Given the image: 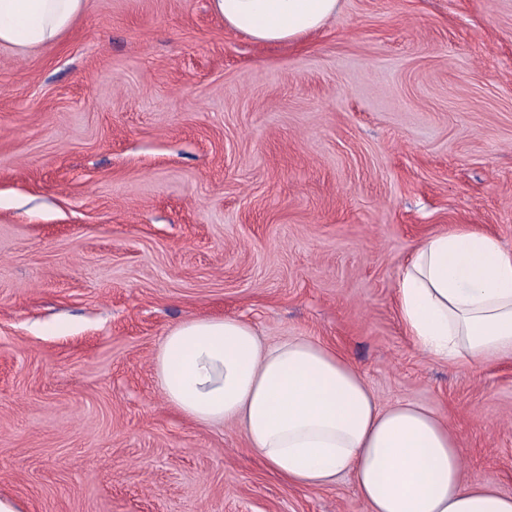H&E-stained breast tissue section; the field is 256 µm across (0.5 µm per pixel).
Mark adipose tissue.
<instances>
[{"instance_id":"adipose-tissue-1","label":"adipose tissue","mask_w":512,"mask_h":512,"mask_svg":"<svg viewBox=\"0 0 512 512\" xmlns=\"http://www.w3.org/2000/svg\"><path fill=\"white\" fill-rule=\"evenodd\" d=\"M340 0H210L225 26L259 43L319 31ZM85 0H0V48L56 41ZM407 336L435 362L512 356V249L456 226L425 238L396 281ZM158 388L181 416L234 423L289 485L321 489L352 474L366 512H512L495 480L465 478L458 437L412 403L385 406L350 362L307 337L265 344L247 321L190 318L163 336Z\"/></svg>"}]
</instances>
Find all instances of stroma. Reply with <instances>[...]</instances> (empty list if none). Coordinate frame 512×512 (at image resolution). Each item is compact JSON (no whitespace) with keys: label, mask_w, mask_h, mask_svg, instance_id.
I'll list each match as a JSON object with an SVG mask.
<instances>
[{"label":"stroma","mask_w":512,"mask_h":512,"mask_svg":"<svg viewBox=\"0 0 512 512\" xmlns=\"http://www.w3.org/2000/svg\"><path fill=\"white\" fill-rule=\"evenodd\" d=\"M512 247V0H340L262 44L209 0H86L0 48V495L23 512H364L159 392L161 339L234 316L343 353L512 494V358H424L395 305L429 234Z\"/></svg>","instance_id":"1"}]
</instances>
